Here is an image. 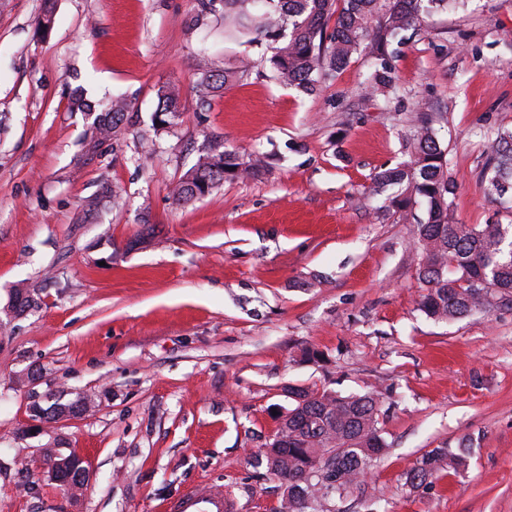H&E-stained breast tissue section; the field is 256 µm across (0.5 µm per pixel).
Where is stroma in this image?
<instances>
[{
    "instance_id": "stroma-1",
    "label": "stroma",
    "mask_w": 512,
    "mask_h": 512,
    "mask_svg": "<svg viewBox=\"0 0 512 512\" xmlns=\"http://www.w3.org/2000/svg\"><path fill=\"white\" fill-rule=\"evenodd\" d=\"M44 6L0 0V512H172L220 490L235 512H273L282 490L260 454L291 386L384 398L389 448L340 512H512V302L427 318L415 226L371 181L410 161L424 116L457 184L454 222L512 224L482 181L489 140L512 131V0L428 19L397 49L393 99L368 90L362 55L317 95L280 86L264 45L205 107L197 55L224 69L242 51L223 7L54 0L43 36ZM166 85L182 114L157 134ZM78 86L131 103L93 152ZM214 149L267 166L175 202ZM18 288L35 301L21 315ZM37 395L94 406L46 423L29 415ZM464 438V471L407 484L418 457ZM44 448L84 458L82 495L49 485Z\"/></svg>"
}]
</instances>
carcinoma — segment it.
<instances>
[{
  "label": "carcinoma",
  "instance_id": "1",
  "mask_svg": "<svg viewBox=\"0 0 512 512\" xmlns=\"http://www.w3.org/2000/svg\"><path fill=\"white\" fill-rule=\"evenodd\" d=\"M467 0H224V36L247 44L274 45L269 58L271 78L312 94L334 82L351 58L365 53L374 61L371 88L381 95L394 88L392 45L402 33L417 30L426 19L465 6ZM255 62L243 59L237 70H220L207 59L197 63L196 96L200 104L224 85L243 77ZM177 90L158 89L153 113L155 130L176 125ZM72 109L94 116L89 144L97 147L120 135L130 104L108 97L94 107L75 95ZM412 159L374 172L375 187H399L390 203L404 212L416 204L425 217L415 219L416 244L421 253L417 277L424 288L420 310L429 319L450 320L487 312L497 300L512 297V225L488 224L476 229L452 220L455 182L445 150L427 124L415 130L410 141ZM264 161L245 164L224 150L208 154L186 171L172 190L178 203H188L224 183L245 175L256 176ZM487 195L502 204L512 202V132L491 140L483 171ZM293 407L275 439L262 456L267 471L285 485L276 512H338L336 501L360 491L373 462L387 450L379 427L380 394L341 395L335 391L288 388ZM88 400L44 408L34 402L30 416L45 422L68 410L82 414ZM468 448H433L417 459L407 475L414 488L433 482L448 468L466 466ZM40 461L56 469L57 485L76 494L86 487L83 460L74 452L44 448Z\"/></svg>",
  "mask_w": 512,
  "mask_h": 512
}]
</instances>
